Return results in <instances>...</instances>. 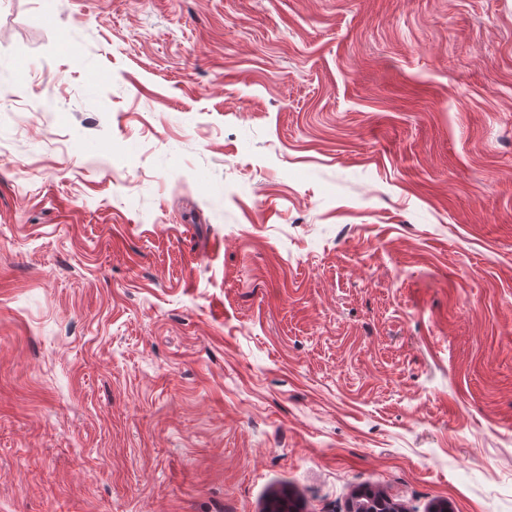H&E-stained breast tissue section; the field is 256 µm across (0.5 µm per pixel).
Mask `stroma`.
<instances>
[{
	"instance_id": "obj_1",
	"label": "stroma",
	"mask_w": 512,
	"mask_h": 512,
	"mask_svg": "<svg viewBox=\"0 0 512 512\" xmlns=\"http://www.w3.org/2000/svg\"><path fill=\"white\" fill-rule=\"evenodd\" d=\"M512 512V0H0V512Z\"/></svg>"
}]
</instances>
